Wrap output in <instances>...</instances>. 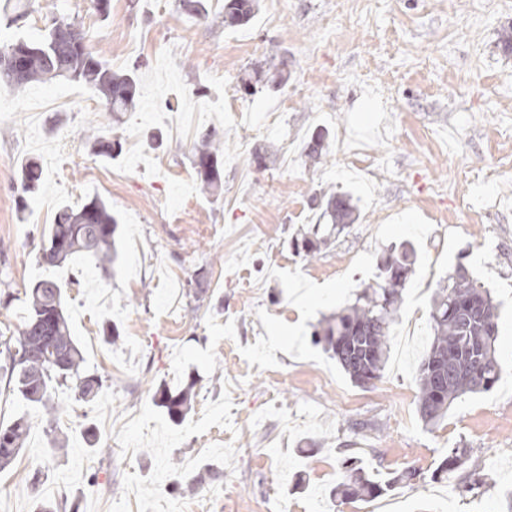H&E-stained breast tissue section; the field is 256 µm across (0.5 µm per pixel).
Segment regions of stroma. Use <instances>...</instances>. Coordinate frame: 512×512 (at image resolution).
I'll use <instances>...</instances> for the list:
<instances>
[{
	"label": "stroma",
	"mask_w": 512,
	"mask_h": 512,
	"mask_svg": "<svg viewBox=\"0 0 512 512\" xmlns=\"http://www.w3.org/2000/svg\"><path fill=\"white\" fill-rule=\"evenodd\" d=\"M204 4L197 19L178 0H110L102 19L95 0H32L0 28L1 39H33L53 16L93 18L95 53L136 69L140 85L136 109L116 115L86 84L0 87V292L17 296L0 306V333L19 327L25 288L49 276L86 367L111 381L91 405L59 388L65 409L52 425L0 381V423L30 422L0 473V512H34L40 497L79 512H497L512 490V375L457 400L430 430L416 375L430 293L460 259L498 306V358L512 366V52L499 42L512 0H260L235 27L224 0ZM258 66L268 82L244 94L240 80ZM268 112L277 119L265 128ZM208 128L224 135L210 195L192 163ZM101 129L121 153H95ZM315 133L326 152L314 165L303 149ZM265 145L275 156L261 168ZM347 146L375 175L343 161ZM30 158L44 182L21 215L15 185ZM471 168L493 177L465 179ZM323 187L350 195L358 218L308 260L291 235L319 222ZM95 197L120 223L112 276L82 256L41 266L58 209ZM406 241L417 262L400 317L422 335L406 349L391 338L382 379L360 387L312 334ZM200 269L211 286L193 318L186 282ZM187 385L191 409L172 420L159 391ZM457 445L489 478L465 495L431 477ZM347 456L382 478L418 476L373 499L331 498Z\"/></svg>",
	"instance_id": "35a3bbf8"
}]
</instances>
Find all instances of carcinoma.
Wrapping results in <instances>:
<instances>
[{
  "instance_id": "1",
  "label": "carcinoma",
  "mask_w": 512,
  "mask_h": 512,
  "mask_svg": "<svg viewBox=\"0 0 512 512\" xmlns=\"http://www.w3.org/2000/svg\"><path fill=\"white\" fill-rule=\"evenodd\" d=\"M255 0H224V23L242 25L250 20ZM65 79L93 86L105 100L109 112L135 109L139 83L135 72H117L92 50L84 29L65 17L53 19L52 26L36 39L0 40V80L17 88L30 82ZM195 167L203 189L219 187L223 140L214 132L202 135ZM42 170L35 161L25 164L18 176L17 206L28 207L27 199L38 189ZM323 208L321 219L336 227L355 220L356 207L350 197L323 189L314 196ZM118 220L100 198L81 208L60 209L51 225L48 245L42 248V263L59 267L72 256L93 257L104 275H109L118 258ZM319 225L300 230L306 256L314 257ZM416 262L413 248L402 245L378 264L376 280L366 284L356 301L320 323L313 342L336 358L350 380L362 387L381 380L390 358L391 329L398 319L403 290ZM25 316L17 332L0 335V376L12 385L23 401L56 417L61 406L56 391L64 386L75 398L90 403L107 379L85 369L84 357L71 336L64 312L62 288L50 278L32 284ZM433 338L422 361L416 384L417 411L426 426L434 427L448 409L468 394L488 392L500 381L506 367L496 354L498 312L490 292L478 285L468 267L460 262L439 285L431 301ZM191 388L176 394L161 391L160 401L174 419L182 418L190 405ZM29 431L24 417L0 425V469L6 468L22 448ZM473 450L448 449L433 471L441 479L454 478L451 486L461 494L486 483ZM342 479L333 496L343 499H372L403 481H411L416 471L406 469L385 481L376 479L358 461L346 457L341 462Z\"/></svg>"
}]
</instances>
